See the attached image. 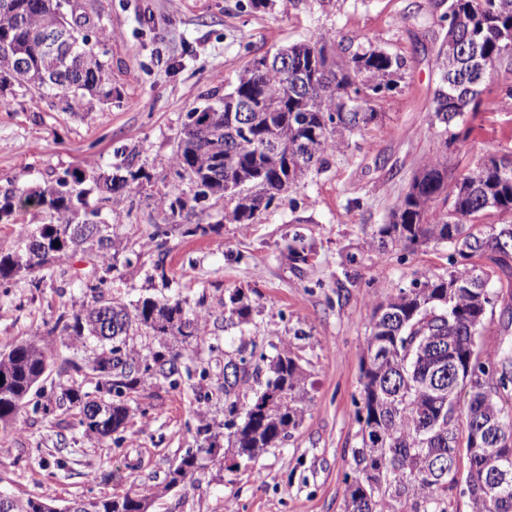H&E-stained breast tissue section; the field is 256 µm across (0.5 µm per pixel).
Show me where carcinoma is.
Masks as SVG:
<instances>
[{
    "instance_id": "1",
    "label": "carcinoma",
    "mask_w": 512,
    "mask_h": 512,
    "mask_svg": "<svg viewBox=\"0 0 512 512\" xmlns=\"http://www.w3.org/2000/svg\"><path fill=\"white\" fill-rule=\"evenodd\" d=\"M447 31L436 64L434 118L448 131L465 114L488 107L485 81L477 65L492 71L512 49V0H448L442 16ZM87 31L74 53L80 64L46 55L29 29L54 30L62 23ZM110 35L82 0H0V90L18 86L40 95L48 91L76 112L112 100L105 43ZM333 38L295 43L270 56L262 72L248 64L231 89L214 102L187 113L170 158L175 176L195 189L194 199L224 196V218L250 224L258 213L296 186L345 137L377 117L372 104L397 86L404 59L379 50L338 44L322 55ZM26 59L19 71L15 59ZM348 105L342 104V99ZM103 176L95 170L64 172L40 189L17 185L4 194L0 214L38 208L47 222L27 234L23 244L0 248V286L42 271L88 246L104 273L117 268L119 246L109 225L87 209V182L104 191V200L121 205L133 185L148 178L142 168ZM495 210L512 216V157L494 156L457 178L439 159L427 162L414 178L393 221L379 230L405 249L446 242L448 272L416 274L375 307L366 336L361 399L355 402L358 446L346 474L345 512H450L456 495L468 497L470 512H512V302L498 316V336L482 330L488 312L512 286V224L485 231L479 220ZM89 287L91 302L71 316L62 315L48 335L60 332L68 348L87 338L102 352L89 365L94 391L64 388L58 406L78 411L88 435L123 437L129 402L148 382L178 387L180 354L163 345L179 336L197 345L211 340L213 313L187 310L182 302L145 297L133 308L112 300L101 285ZM244 322L250 305L241 291L224 303ZM142 333L159 348L142 352L128 342ZM41 338L0 353V433L21 425L22 410L50 366ZM224 382L218 399L224 423L205 418L195 427L198 448L187 450L165 477L193 483L201 454L213 455L226 439L237 459L248 462L290 436L303 414V375L297 356L284 347L268 358L254 340L224 352ZM466 476L460 478V465ZM152 488L141 486L112 497L75 498V512H149ZM0 512H68L56 499L11 495Z\"/></svg>"
}]
</instances>
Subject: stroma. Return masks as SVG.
Segmentation results:
<instances>
[{"label": "stroma", "instance_id": "35a3bbf8", "mask_svg": "<svg viewBox=\"0 0 512 512\" xmlns=\"http://www.w3.org/2000/svg\"><path fill=\"white\" fill-rule=\"evenodd\" d=\"M85 2L110 34L112 102L73 114L49 94L38 98L19 87L0 93V195L76 168L111 173L129 161L144 168L150 181L121 206L88 198L133 254L108 281V293L127 304L177 297L187 308H208L215 335L255 337L270 356L290 344L306 376L308 408L290 438L237 468L204 460L192 485L158 492L150 512H344L373 308L410 287L416 272L448 269L447 244L381 251L372 236L389 223L427 159L447 155L459 176L512 151V64L493 72L484 92L492 105L471 118V136L449 147L431 121L448 0H304L297 8L290 0L257 8L251 0ZM327 35L405 58L397 88L375 102L373 123L354 131L323 168L312 169L254 223L225 222L223 199L194 200L169 166L187 112L204 93L231 88L255 57ZM161 191L185 201L180 216L158 208ZM196 224L212 230L186 235ZM158 226L168 231L160 247L149 240ZM296 236L306 244L302 261L288 252ZM160 262L169 284L153 276ZM63 267L64 275L40 287L21 277L0 291V352L45 334L62 313L90 302L88 287L101 274L95 257L79 253ZM236 289L251 307L240 329L223 317L224 300ZM96 351L88 339L54 356L41 399L50 412L25 408L22 435L0 436V493L48 488L63 505L162 483L195 447L197 413L216 416L187 381L175 391L160 388L147 413L132 411L122 444L84 435L77 412L54 403L58 390L89 389L85 365Z\"/></svg>", "mask_w": 512, "mask_h": 512}]
</instances>
